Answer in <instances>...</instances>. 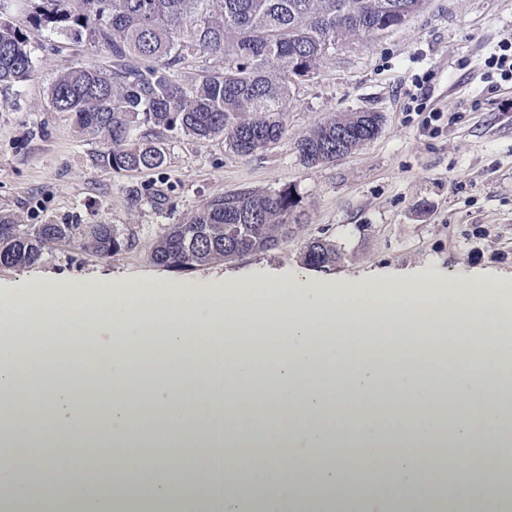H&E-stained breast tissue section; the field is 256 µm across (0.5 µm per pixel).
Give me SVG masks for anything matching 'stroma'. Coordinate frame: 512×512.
<instances>
[{"instance_id": "1", "label": "stroma", "mask_w": 512, "mask_h": 512, "mask_svg": "<svg viewBox=\"0 0 512 512\" xmlns=\"http://www.w3.org/2000/svg\"><path fill=\"white\" fill-rule=\"evenodd\" d=\"M12 22L38 47L35 74L0 87V212L18 224H111L131 231L133 249L112 257L74 242L31 266L0 267V317L19 297L46 286L94 296L102 280L174 285H235L274 274L364 287L381 273L407 277V289L471 284L481 275L512 287V80L490 61L512 37V0H428L422 12L382 36L337 42L313 77L292 89L286 132L250 157L223 139L163 133L160 168L97 166L99 142L69 115L53 111L52 80L71 64L103 63L91 41L48 38L28 11ZM424 94L422 110L411 97ZM384 117L378 136L336 162L309 168L296 139L343 112ZM292 188L301 226L278 249L177 271L149 251L171 224L214 197L238 190ZM335 241V267L303 259L310 239Z\"/></svg>"}]
</instances>
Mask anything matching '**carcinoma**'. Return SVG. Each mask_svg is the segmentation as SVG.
Segmentation results:
<instances>
[{
  "instance_id": "carcinoma-1",
  "label": "carcinoma",
  "mask_w": 512,
  "mask_h": 512,
  "mask_svg": "<svg viewBox=\"0 0 512 512\" xmlns=\"http://www.w3.org/2000/svg\"><path fill=\"white\" fill-rule=\"evenodd\" d=\"M425 0H41L34 21L63 41L88 38L111 64L77 62L51 83L53 110L74 117L103 144L94 156L105 168L160 167L163 142L140 133L181 131L198 139L224 138L235 154L267 148L285 131L291 89L314 74L336 41L371 36L406 24ZM37 47L0 12V86L26 82L36 71ZM217 60L190 84L174 78L189 59ZM378 112H346L312 127L296 141L307 166L336 161V140L346 153L374 139ZM299 199L290 188L242 190L218 196L179 224H171L150 250L152 263L173 270L226 261L275 248L300 227ZM80 241L100 257L135 246L110 224H16L0 213V266L38 262L54 246ZM336 244L309 240L304 261L335 266Z\"/></svg>"
}]
</instances>
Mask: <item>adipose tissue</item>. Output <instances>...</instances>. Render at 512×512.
Returning <instances> with one entry per match:
<instances>
[{
	"mask_svg": "<svg viewBox=\"0 0 512 512\" xmlns=\"http://www.w3.org/2000/svg\"><path fill=\"white\" fill-rule=\"evenodd\" d=\"M383 283L374 278L361 293L340 285L323 299L288 294L285 279L252 281L244 292L215 285L200 294L136 284L117 291L105 282L90 301L78 291H42L19 302L16 319L0 321V422L11 421L15 439L31 448L28 470L43 493L54 492L47 473L71 470L73 447L103 461L95 486L70 488L83 512H112L123 501L138 502L144 512H170L163 489L179 470L173 447L192 417L201 428L186 444L200 456L186 498L205 507L217 493L230 506L252 492L251 485L236 480L216 487L214 461H223L230 473L239 468L244 449L262 447L264 482L285 507L310 500L317 512L352 503L357 512H388L380 487L352 477L359 465L377 464L396 484L400 512H436L441 505L447 512H476L482 504L491 512H512V471L502 465L512 446V386L503 382L512 368V296L485 288L447 310L439 296L424 300L386 292ZM272 287L283 289V298L252 308L251 295ZM59 306L73 310L70 321L29 315L33 308ZM90 306L101 310V317H85ZM45 333L65 337L71 351L82 350L84 336L93 334L112 354L96 358L92 371L78 370L76 386L67 387L53 373L52 353L21 362L11 355ZM146 333L163 337L166 352L140 351L138 338ZM371 336L383 337L384 349L400 364L380 382L370 376L376 367L367 342ZM261 337L286 345L274 368L258 358ZM446 343L459 368L448 378L437 370ZM147 362L159 371L185 363L191 380L185 388L154 390L147 409L158 418L152 445L159 453L150 459L141 444L126 437L131 404L140 396L133 374ZM90 381L107 399L93 411L79 395L80 385ZM256 387L267 394L264 415L286 409L297 424L282 433L281 443L243 423L242 398ZM30 392L52 406V415L16 416L17 403ZM379 393L394 399L395 428L373 423L372 399ZM322 415L329 416V426L319 424ZM90 420L97 427L90 439L70 438L68 426ZM391 439L400 445L392 460L381 456ZM316 454L332 460L331 479L307 467V458ZM443 456L458 468L481 460V499L459 484L450 500L440 501L436 481Z\"/></svg>",
	"mask_w": 512,
	"mask_h": 512,
	"instance_id": "obj_1",
	"label": "adipose tissue"
}]
</instances>
